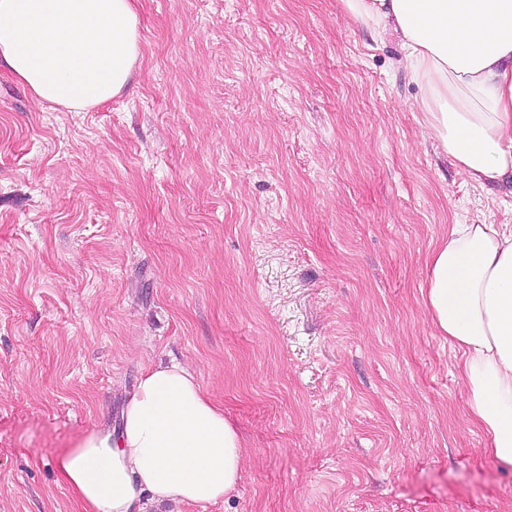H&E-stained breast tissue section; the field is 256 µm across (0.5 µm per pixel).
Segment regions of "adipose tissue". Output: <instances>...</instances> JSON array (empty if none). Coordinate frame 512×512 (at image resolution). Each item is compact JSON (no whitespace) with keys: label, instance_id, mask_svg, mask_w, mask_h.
<instances>
[{"label":"adipose tissue","instance_id":"1","mask_svg":"<svg viewBox=\"0 0 512 512\" xmlns=\"http://www.w3.org/2000/svg\"><path fill=\"white\" fill-rule=\"evenodd\" d=\"M394 34L426 93L424 132L483 187L512 179V0H339ZM136 0H0V69L41 104L111 102L141 57ZM424 303L457 353L467 413L487 454L512 466V226L454 224L427 258ZM242 437L179 362L145 368L119 430L79 438L58 468L82 512L205 506L234 491Z\"/></svg>","mask_w":512,"mask_h":512}]
</instances>
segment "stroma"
<instances>
[{"label": "stroma", "mask_w": 512, "mask_h": 512, "mask_svg": "<svg viewBox=\"0 0 512 512\" xmlns=\"http://www.w3.org/2000/svg\"><path fill=\"white\" fill-rule=\"evenodd\" d=\"M138 12L106 105L0 72V512H81L54 458L173 361L244 462L154 512H512L423 297L449 225H512V185L424 136L401 47L338 0Z\"/></svg>", "instance_id": "obj_1"}]
</instances>
